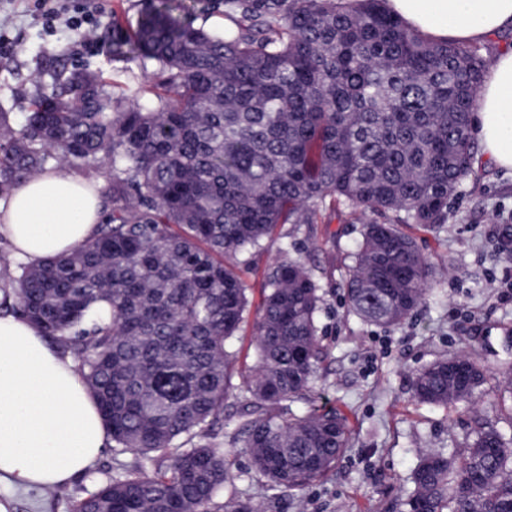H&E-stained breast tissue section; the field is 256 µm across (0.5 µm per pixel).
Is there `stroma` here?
Returning <instances> with one entry per match:
<instances>
[{
    "mask_svg": "<svg viewBox=\"0 0 512 512\" xmlns=\"http://www.w3.org/2000/svg\"><path fill=\"white\" fill-rule=\"evenodd\" d=\"M152 2L103 0L105 10L95 17L89 45L64 20L48 28L26 12L22 0H0V32L15 43L12 51L0 52V112L21 128L39 88L76 66L100 75L113 92L153 106L155 98L145 84L157 71L155 63L112 55L114 25L135 29ZM359 230L329 210L310 236L283 225L265 240L246 276L252 294L260 295L269 265L288 240L329 282L319 327L330 356L311 397L315 404L345 411L351 429L350 446L336 468L299 492L262 484L247 456L232 449L237 492L260 505L261 512H400V502L413 489L410 477L421 452L462 455L480 414L500 430H512V391L498 385L499 376L512 366V354L504 348L512 334V260L497 246L504 231H512V170L475 157L449 204L445 231H417L421 251L446 262L448 270L398 328L369 325L347 311L341 285ZM463 349L481 353L494 374L484 387L483 406L460 403L443 410L412 402L416 373L436 357ZM114 458L113 448H106L88 472L65 485L60 497L10 487L0 489V495L13 498L14 512H72L85 491L111 474Z\"/></svg>",
    "mask_w": 512,
    "mask_h": 512,
    "instance_id": "35a3bbf8",
    "label": "stroma"
}]
</instances>
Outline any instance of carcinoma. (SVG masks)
<instances>
[{"label": "carcinoma", "mask_w": 512, "mask_h": 512, "mask_svg": "<svg viewBox=\"0 0 512 512\" xmlns=\"http://www.w3.org/2000/svg\"><path fill=\"white\" fill-rule=\"evenodd\" d=\"M221 6L235 24L222 34L182 22L177 0H158L131 33L113 28L114 56L159 64L153 108L85 73L41 92L19 130L0 113L1 193L52 162L112 169L96 233L71 255L18 266L0 299L77 359L115 454L132 457L74 512H254L217 502L239 479L228 447L272 488L331 472L347 417L308 400L329 356L325 287L285 243L253 314L243 273L280 225L311 232L321 212L347 213L362 225L348 312L398 326L434 284L414 231L445 228L472 168L481 47L432 40L386 0ZM248 323L245 376L233 341ZM486 380L479 355L460 351L421 369L411 399L472 403ZM411 480L406 512H512V435L480 418L462 457L432 450Z\"/></svg>", "instance_id": "cac0c4a2"}]
</instances>
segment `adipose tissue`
I'll return each mask as SVG.
<instances>
[{"mask_svg": "<svg viewBox=\"0 0 512 512\" xmlns=\"http://www.w3.org/2000/svg\"><path fill=\"white\" fill-rule=\"evenodd\" d=\"M411 29L459 45L512 29V0H388ZM471 135L486 159L512 169V50L487 70ZM100 187L67 166L23 180L0 205V235L26 264L65 255L91 237ZM110 432L70 355L26 319L0 315V483L44 488L86 473Z\"/></svg>", "mask_w": 512, "mask_h": 512, "instance_id": "ef3b65f1", "label": "adipose tissue"}]
</instances>
